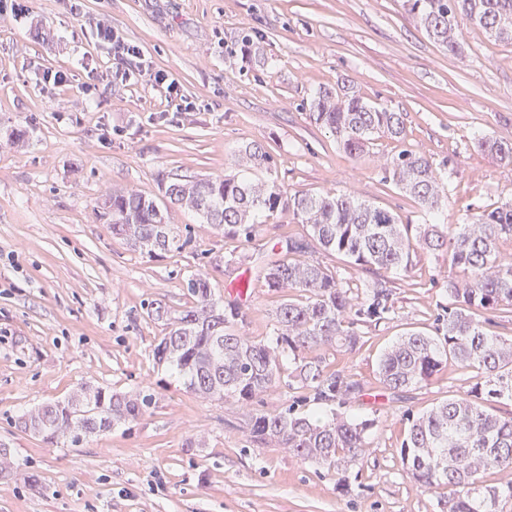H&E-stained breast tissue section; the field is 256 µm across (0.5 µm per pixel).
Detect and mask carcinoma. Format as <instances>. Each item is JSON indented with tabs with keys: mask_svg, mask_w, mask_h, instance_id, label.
Segmentation results:
<instances>
[{
	"mask_svg": "<svg viewBox=\"0 0 512 512\" xmlns=\"http://www.w3.org/2000/svg\"><path fill=\"white\" fill-rule=\"evenodd\" d=\"M405 6L452 53L458 51L457 28L464 18L496 40L512 43V0H405ZM311 109L313 121L336 135L349 156L364 152L375 135L400 139L405 134L401 113L367 103L352 91L319 90ZM479 146L512 164L511 142L485 138ZM272 162L269 152L249 144L235 155L234 174L175 178L165 185L174 194L165 197L224 230V236L248 243L268 216L286 215L306 225L321 248L367 272L406 271L420 250L447 258L449 304L435 319V334H402L382 353L378 382L399 394L429 382L450 362L477 373L463 394L412 418L400 445L401 461L419 486L448 489L438 500L440 512H505L512 505V415L491 413L489 403L512 399V336L488 333L476 315L489 310L512 314V260L499 249L501 239L512 238V201L467 217L450 234L447 225L438 223L448 176L414 151H401L383 169L385 179L417 201L427 224H404L389 210L347 192L289 194L276 180L256 176L271 172ZM97 217L108 224L112 237L149 253L187 246L166 223L164 209L136 191L112 189ZM308 249V243L290 239L286 255L274 252L261 262L267 288L287 296L276 310L272 337L242 335L239 304L218 305L210 279L197 274L187 281L193 305L153 354L157 362L176 368L190 392L239 404L251 444L285 448L335 473L337 486L347 492L354 467L370 447L375 420L341 412L363 396L364 385L331 368L326 354L354 349L361 341L355 318L383 319L393 309V290L376 278L353 297L318 261L292 258ZM290 290L300 298H289ZM282 382L302 390L303 401L323 412L312 418L293 403L276 414L255 408L262 394ZM152 403L153 394L144 391L133 396L83 389L21 416L16 427L50 443L66 436L77 444L117 422L139 421ZM488 473L509 478L489 483Z\"/></svg>",
	"mask_w": 512,
	"mask_h": 512,
	"instance_id": "carcinoma-1",
	"label": "carcinoma"
}]
</instances>
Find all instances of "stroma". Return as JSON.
Wrapping results in <instances>:
<instances>
[{
	"label": "stroma",
	"mask_w": 512,
	"mask_h": 512,
	"mask_svg": "<svg viewBox=\"0 0 512 512\" xmlns=\"http://www.w3.org/2000/svg\"><path fill=\"white\" fill-rule=\"evenodd\" d=\"M103 19L136 55L115 58L96 36ZM460 30L454 54L403 0H0V442L11 462L0 512H439V490L410 481L400 445L409 416L462 394L467 374L447 366L395 400L381 396L376 370L397 336L430 331L447 305L443 258L421 252L408 271L383 272L392 313L359 323L356 351L328 358L365 385L347 414L376 421L344 493L334 474L252 447L242 409L198 398L153 357L166 323L150 306L172 317L191 306L184 280L195 273L223 301L245 275L242 332L268 336L282 297L260 261L306 226L274 214L247 243L171 204L167 221L190 243L150 254L113 238L96 210L115 187L158 198L162 178L224 175L234 150L258 143L287 193L347 191L421 224L414 199L382 180L386 159L411 149L446 169L441 221L456 230L512 200V165L478 146L512 141V43L466 20ZM119 67L127 83L115 81ZM59 71L68 83H55ZM159 73L178 83V99ZM344 86L402 113L404 139L340 150L309 112L318 88ZM243 254L248 262L229 265ZM83 387H146L153 404L77 445L15 428Z\"/></svg>",
	"instance_id": "obj_1"
}]
</instances>
